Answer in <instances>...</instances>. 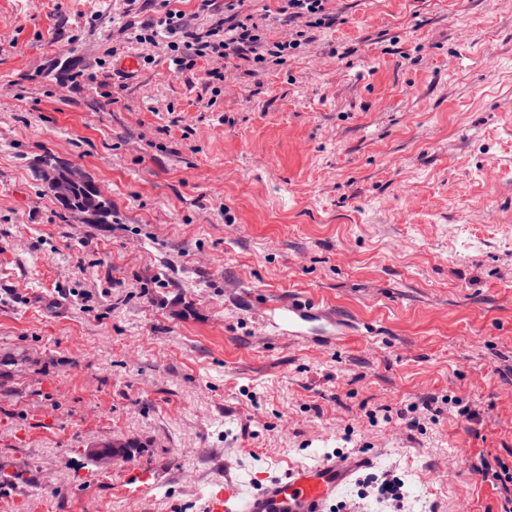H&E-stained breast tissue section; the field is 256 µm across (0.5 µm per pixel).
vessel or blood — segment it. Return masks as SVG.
Here are the masks:
<instances>
[{"label": "vessel or blood", "instance_id": "obj_1", "mask_svg": "<svg viewBox=\"0 0 512 512\" xmlns=\"http://www.w3.org/2000/svg\"><path fill=\"white\" fill-rule=\"evenodd\" d=\"M321 300L293 298L270 306L266 320L273 328H287L299 336L307 323L326 317ZM374 459L365 454L326 459L311 465L289 468L260 486L237 479L225 480L223 488L211 494L207 512H329L332 504L345 497L361 471L371 468Z\"/></svg>", "mask_w": 512, "mask_h": 512}]
</instances>
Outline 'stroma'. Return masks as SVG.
I'll return each mask as SVG.
<instances>
[{"label": "stroma", "instance_id": "obj_1", "mask_svg": "<svg viewBox=\"0 0 512 512\" xmlns=\"http://www.w3.org/2000/svg\"><path fill=\"white\" fill-rule=\"evenodd\" d=\"M157 4L0 0V512H204L339 452L376 458L341 512H386L372 477L400 512H507L472 466L512 471V0H329L251 73L128 42ZM299 295L342 344L264 322ZM70 191L71 200H64L68 205L104 218L103 222H96V224H107V218L112 220V201L106 198L91 180L74 179L71 181Z\"/></svg>", "mask_w": 512, "mask_h": 512}]
</instances>
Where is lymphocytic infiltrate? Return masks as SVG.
Instances as JSON below:
<instances>
[{
	"label": "lymphocytic infiltrate",
	"mask_w": 512,
	"mask_h": 512,
	"mask_svg": "<svg viewBox=\"0 0 512 512\" xmlns=\"http://www.w3.org/2000/svg\"><path fill=\"white\" fill-rule=\"evenodd\" d=\"M277 2L276 19L284 27L285 34L265 54L257 50L261 41L257 24L237 13L216 18L210 29L201 32L187 23L183 11L166 7L141 25L125 24L123 31L139 42H153L160 37L166 39L171 63L178 70L193 68L198 59L212 55L227 60L239 59L256 66L264 63L266 57L279 58L284 52L296 48L297 42L288 31L292 20L307 18L321 25L327 19L328 0Z\"/></svg>",
	"instance_id": "lymphocytic-infiltrate-1"
}]
</instances>
